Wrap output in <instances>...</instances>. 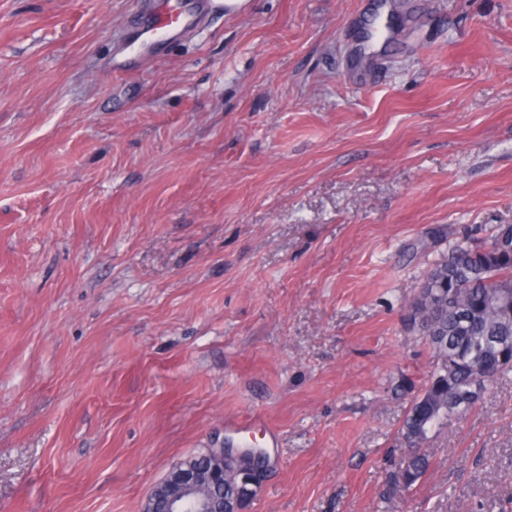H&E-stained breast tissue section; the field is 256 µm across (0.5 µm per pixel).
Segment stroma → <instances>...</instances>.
Segmentation results:
<instances>
[{
    "label": "stroma",
    "mask_w": 512,
    "mask_h": 512,
    "mask_svg": "<svg viewBox=\"0 0 512 512\" xmlns=\"http://www.w3.org/2000/svg\"><path fill=\"white\" fill-rule=\"evenodd\" d=\"M139 7L0 0V512H142L250 413L245 512H512V373L394 483L409 304L512 224V0H244L114 73Z\"/></svg>",
    "instance_id": "stroma-1"
}]
</instances>
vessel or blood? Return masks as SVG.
<instances>
[{
	"mask_svg": "<svg viewBox=\"0 0 512 512\" xmlns=\"http://www.w3.org/2000/svg\"><path fill=\"white\" fill-rule=\"evenodd\" d=\"M215 0H152L133 24L145 58L159 55L161 38L174 37L211 17Z\"/></svg>",
	"mask_w": 512,
	"mask_h": 512,
	"instance_id": "b4317fda",
	"label": "vessel or blood"
}]
</instances>
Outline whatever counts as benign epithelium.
<instances>
[{
  "label": "benign epithelium",
  "mask_w": 512,
  "mask_h": 512,
  "mask_svg": "<svg viewBox=\"0 0 512 512\" xmlns=\"http://www.w3.org/2000/svg\"><path fill=\"white\" fill-rule=\"evenodd\" d=\"M219 460L200 456L174 466L148 497L144 512H224V462L220 458L265 459L256 448L215 449Z\"/></svg>",
  "instance_id": "obj_1"
}]
</instances>
